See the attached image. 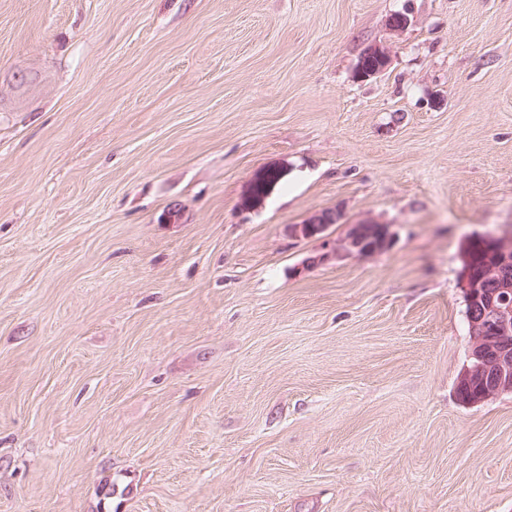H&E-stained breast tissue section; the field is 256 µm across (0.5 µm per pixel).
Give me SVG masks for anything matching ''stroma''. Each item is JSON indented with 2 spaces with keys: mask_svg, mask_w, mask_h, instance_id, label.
I'll list each match as a JSON object with an SVG mask.
<instances>
[{
  "mask_svg": "<svg viewBox=\"0 0 512 512\" xmlns=\"http://www.w3.org/2000/svg\"><path fill=\"white\" fill-rule=\"evenodd\" d=\"M510 225L512 0H0V512H512ZM354 237H350L349 245L358 253L376 252L384 247L385 237L377 224H357ZM494 245L499 247V254L503 263L512 261V231L507 234L495 236ZM490 243L481 244L472 241L461 250V269L459 272V284L465 302V317L468 323L470 336H480L475 342L486 336H510L504 340L482 341L477 348L481 349L482 358L486 363L497 364L501 359L512 358V331L511 334L495 335L494 330L501 333H508L510 323L512 325V302L510 297L505 295L500 300V306L495 308L494 323L490 314L494 311L493 306L498 305V294L493 296L491 288H504L512 290V265L501 264V260L495 251V246ZM509 342V344H507ZM511 367L512 361L508 364L499 362L494 373L498 371V377H504L506 370ZM473 350L474 348L471 344L469 359L467 364L464 365L460 371L456 384L457 395L463 402L467 403L482 400V397L486 392L485 389L490 385L491 375L493 374L494 368V365H492L490 371L486 373L487 365L483 360L482 365L486 369L481 372L478 371V361L472 357L474 353Z\"/></svg>",
  "mask_w": 512,
  "mask_h": 512,
  "instance_id": "1",
  "label": "stroma"
}]
</instances>
